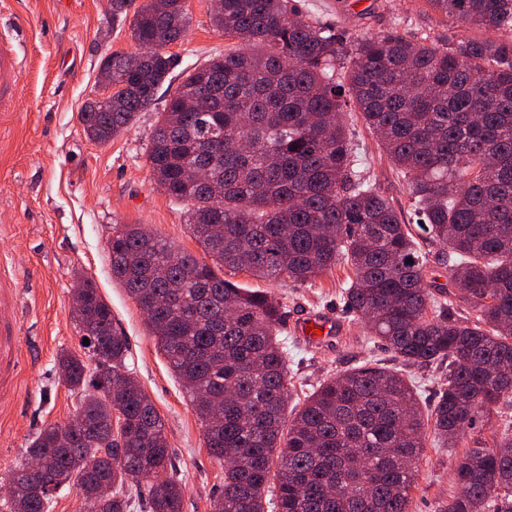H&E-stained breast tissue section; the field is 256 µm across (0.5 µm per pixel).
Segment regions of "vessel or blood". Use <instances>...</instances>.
Masks as SVG:
<instances>
[{"instance_id":"1","label":"vessel or blood","mask_w":512,"mask_h":512,"mask_svg":"<svg viewBox=\"0 0 512 512\" xmlns=\"http://www.w3.org/2000/svg\"><path fill=\"white\" fill-rule=\"evenodd\" d=\"M21 64L16 52L0 50V103L12 102ZM17 286L13 279H0V400L13 389L20 372V336L17 322ZM293 334L308 343L330 339L340 326L329 316L311 313L291 323Z\"/></svg>"}]
</instances>
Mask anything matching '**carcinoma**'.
Instances as JSON below:
<instances>
[{
	"mask_svg": "<svg viewBox=\"0 0 512 512\" xmlns=\"http://www.w3.org/2000/svg\"><path fill=\"white\" fill-rule=\"evenodd\" d=\"M493 33L439 44L394 28L353 36L307 18L301 0H211L213 24L237 47L187 72L159 113L147 161L184 204L212 263L139 224H117L112 277L147 326L224 468L212 512H409L427 426L455 448L492 406L512 404V0H426ZM185 0H147L132 37L112 52V86L81 112L106 143L158 99L178 60L165 48L189 27ZM342 59L345 71L336 70ZM365 126L409 187L406 221L359 170L344 108ZM441 247L468 309L460 319L424 280L428 257L410 225ZM412 262H407V259ZM345 263L344 307L404 365L443 366L436 404L422 411L411 381L367 363L323 380L288 408L281 304L218 274L306 283ZM74 321L95 366L63 351L58 376L77 394L84 428L66 447L54 429L27 448L93 512H182L169 476L165 423L129 381V345L94 283L75 289ZM458 491L440 512H512V425L475 442L453 468ZM109 485V497L98 496ZM60 486L15 470L9 512H48Z\"/></svg>",
	"mask_w": 512,
	"mask_h": 512,
	"instance_id": "1",
	"label": "carcinoma"
}]
</instances>
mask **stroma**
I'll use <instances>...</instances> for the list:
<instances>
[{"mask_svg":"<svg viewBox=\"0 0 512 512\" xmlns=\"http://www.w3.org/2000/svg\"><path fill=\"white\" fill-rule=\"evenodd\" d=\"M312 15L339 19L350 32L392 28L406 35L447 40L449 34L478 36L469 27L433 10L427 0H306ZM190 26L170 45L181 67L203 63L233 45L216 28L210 0H187ZM0 28L16 34L23 62L12 115L0 119V252L22 278L20 350L24 366L16 394L0 409V484L27 460L34 436L71 418L78 400L57 373L61 351L83 355L81 333L72 317V294L90 279L112 308L115 327L128 339L126 365L152 400L166 427L172 475L183 487L182 512H211L224 484L210 456L202 424L144 315L112 276L108 242L115 225L140 224L174 247L205 259L186 224L182 205L156 189L146 157L158 112L157 100L135 123L109 142L97 144L83 132L80 112L95 97L103 57L131 53L138 45L129 23L114 24L110 0H12L0 12ZM352 143L367 176L396 210L408 213L410 196L357 110L345 114ZM352 271L344 264L314 281L261 282L245 273L234 282L264 288L283 304L285 317L322 311L342 331L331 341L310 345L284 331L292 370V403L303 402L319 381L376 360L399 367L390 350L366 336L347 314L339 291ZM463 448H442L427 436L423 461L411 493L410 512H438L454 486L449 468Z\"/></svg>","mask_w":512,"mask_h":512,"instance_id":"stroma-1","label":"stroma"}]
</instances>
